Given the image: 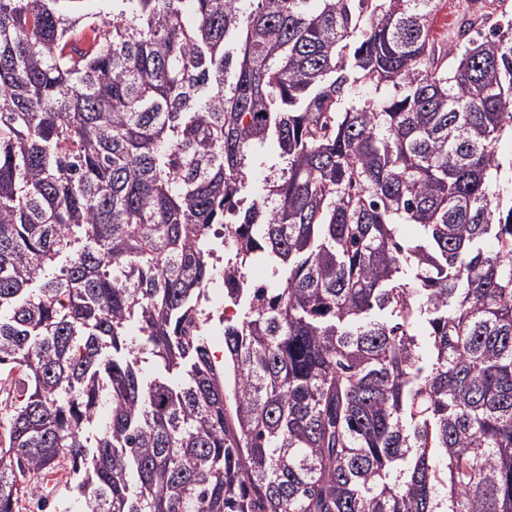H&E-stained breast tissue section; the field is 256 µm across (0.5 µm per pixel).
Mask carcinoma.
Instances as JSON below:
<instances>
[{
	"label": "carcinoma",
	"mask_w": 512,
	"mask_h": 512,
	"mask_svg": "<svg viewBox=\"0 0 512 512\" xmlns=\"http://www.w3.org/2000/svg\"><path fill=\"white\" fill-rule=\"evenodd\" d=\"M79 2L0 0V512H512V17ZM441 6V10L435 20L434 35L438 40L448 42V48L458 45H463L468 38L460 37V27L463 28V24L468 19H472V12L475 9H471L470 12L466 6L468 1L466 0H447Z\"/></svg>",
	"instance_id": "obj_1"
}]
</instances>
